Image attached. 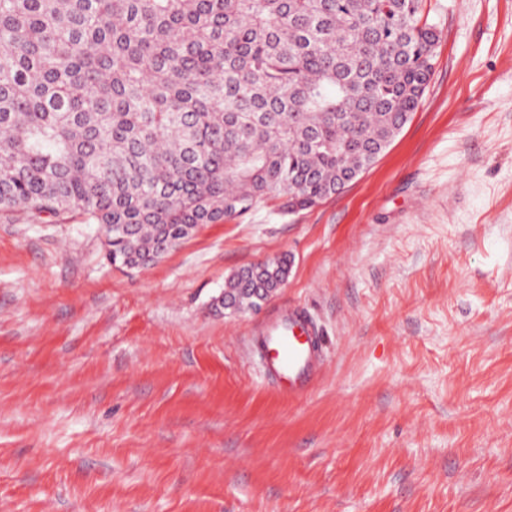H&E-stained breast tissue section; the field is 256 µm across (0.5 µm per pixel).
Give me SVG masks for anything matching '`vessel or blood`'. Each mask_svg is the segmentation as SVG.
<instances>
[{"label":"vessel or blood","mask_w":512,"mask_h":512,"mask_svg":"<svg viewBox=\"0 0 512 512\" xmlns=\"http://www.w3.org/2000/svg\"><path fill=\"white\" fill-rule=\"evenodd\" d=\"M256 336L266 372L281 392L299 397L314 387L321 377L319 342L303 309H281Z\"/></svg>","instance_id":"obj_1"}]
</instances>
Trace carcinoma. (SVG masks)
I'll return each instance as SVG.
<instances>
[{
  "label": "carcinoma",
  "instance_id": "obj_1",
  "mask_svg": "<svg viewBox=\"0 0 512 512\" xmlns=\"http://www.w3.org/2000/svg\"><path fill=\"white\" fill-rule=\"evenodd\" d=\"M423 0H0V211L69 213L144 268L271 197L369 168L421 102ZM287 261L217 299L257 309Z\"/></svg>",
  "mask_w": 512,
  "mask_h": 512
}]
</instances>
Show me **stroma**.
<instances>
[{
    "mask_svg": "<svg viewBox=\"0 0 512 512\" xmlns=\"http://www.w3.org/2000/svg\"><path fill=\"white\" fill-rule=\"evenodd\" d=\"M422 100L296 213L204 224L109 265L100 225L0 212V512H512V0H424ZM289 261L258 311L239 269ZM315 324L307 395L251 341Z\"/></svg>",
    "mask_w": 512,
    "mask_h": 512,
    "instance_id": "obj_1",
    "label": "stroma"
}]
</instances>
